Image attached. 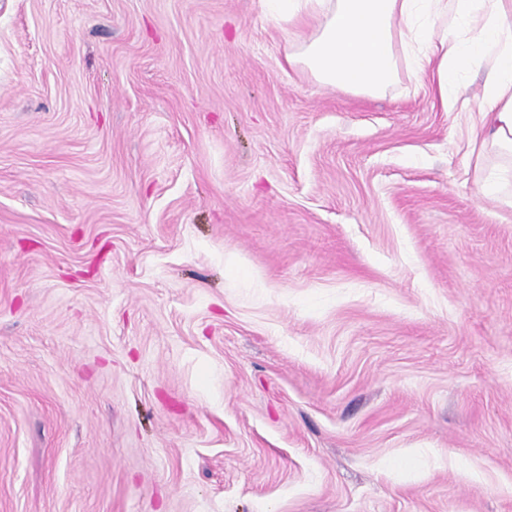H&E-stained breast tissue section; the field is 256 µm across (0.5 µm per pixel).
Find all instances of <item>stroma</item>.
<instances>
[{
    "label": "stroma",
    "instance_id": "1",
    "mask_svg": "<svg viewBox=\"0 0 512 512\" xmlns=\"http://www.w3.org/2000/svg\"><path fill=\"white\" fill-rule=\"evenodd\" d=\"M263 0H0V512H512L478 115Z\"/></svg>",
    "mask_w": 512,
    "mask_h": 512
}]
</instances>
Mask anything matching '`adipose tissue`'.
<instances>
[{
    "instance_id": "obj_1",
    "label": "adipose tissue",
    "mask_w": 512,
    "mask_h": 512,
    "mask_svg": "<svg viewBox=\"0 0 512 512\" xmlns=\"http://www.w3.org/2000/svg\"><path fill=\"white\" fill-rule=\"evenodd\" d=\"M289 27V66L316 83L377 96L393 85L401 62L432 72L445 106L478 113L475 169L479 190L512 206V0H275ZM315 19L304 39L302 21ZM445 25L435 35L434 22ZM486 68L475 97L463 72Z\"/></svg>"
}]
</instances>
